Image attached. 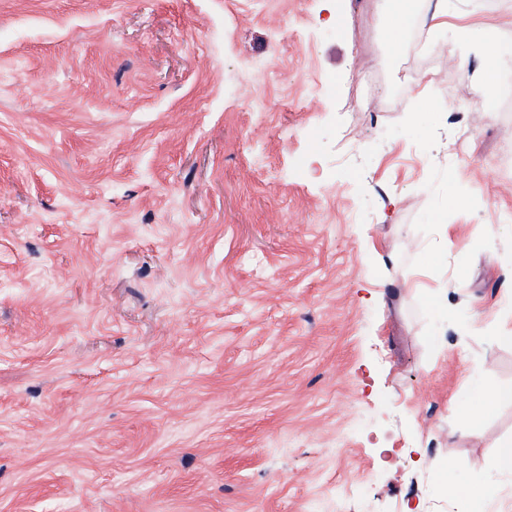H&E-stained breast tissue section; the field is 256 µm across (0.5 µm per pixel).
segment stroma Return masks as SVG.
Wrapping results in <instances>:
<instances>
[{
    "label": "stroma",
    "mask_w": 512,
    "mask_h": 512,
    "mask_svg": "<svg viewBox=\"0 0 512 512\" xmlns=\"http://www.w3.org/2000/svg\"><path fill=\"white\" fill-rule=\"evenodd\" d=\"M383 7L0 0V512L512 507V83ZM413 0H386V27L388 38L391 42H397L402 38L404 28L411 16ZM512 402V385L484 386L466 411V421L471 429L480 427L486 417L498 406Z\"/></svg>",
    "instance_id": "35a3bbf8"
}]
</instances>
